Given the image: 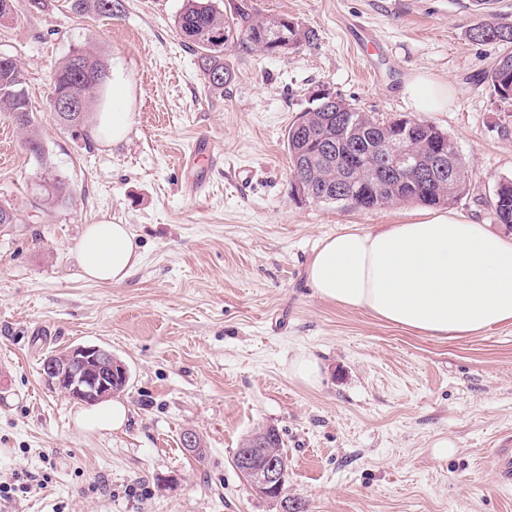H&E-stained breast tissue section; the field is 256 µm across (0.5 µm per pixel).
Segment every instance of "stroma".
<instances>
[{
	"instance_id": "stroma-1",
	"label": "stroma",
	"mask_w": 512,
	"mask_h": 512,
	"mask_svg": "<svg viewBox=\"0 0 512 512\" xmlns=\"http://www.w3.org/2000/svg\"><path fill=\"white\" fill-rule=\"evenodd\" d=\"M252 2L316 39L285 54L226 49L232 79L221 90L176 32L182 0H116L110 18L48 0L0 21V52L22 71L46 165L67 183L47 204L46 165L0 112V204L19 218L0 224V485L24 486L0 497V512H280L232 461L263 426L279 430L286 492L307 512H512L495 469L498 438L512 435V325L435 340L315 296L307 267L322 239L400 224L420 207L297 197L286 141L319 89L379 117L420 116L469 165L471 189L453 212L512 236L489 204L512 176V103L485 79L503 48L469 38L488 12L470 0ZM362 27L374 52L354 43ZM77 50L127 86L120 143L71 137L52 119L53 72ZM413 72L452 85L447 111L419 114L402 97ZM198 141L221 160L184 170ZM199 175L204 194L182 191ZM103 220L130 225L141 253L118 285L81 276L76 243ZM76 345L126 364L121 430H82L83 404L46 385L44 355ZM302 351L323 363L316 385L288 371ZM188 430L197 449L182 443ZM441 440L453 454H436Z\"/></svg>"
}]
</instances>
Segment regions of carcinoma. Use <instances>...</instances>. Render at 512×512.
I'll return each mask as SVG.
<instances>
[{"instance_id": "cac0c4a2", "label": "carcinoma", "mask_w": 512, "mask_h": 512, "mask_svg": "<svg viewBox=\"0 0 512 512\" xmlns=\"http://www.w3.org/2000/svg\"><path fill=\"white\" fill-rule=\"evenodd\" d=\"M46 0H0V19H13L22 11H40ZM114 0H70L78 14L92 12L110 17ZM178 35L199 54L200 68L208 87L222 89L231 79L224 67V50L286 53L314 40L312 29L286 17L259 13L249 0H239L226 11L217 0H184L175 20ZM475 42L512 44V23L499 21L491 13L469 31ZM111 77L107 65L94 53L79 51L68 57L53 73L54 91L77 103V109L61 113L51 109L60 130L83 127L96 95ZM486 81L502 100H512V53L504 52L486 75ZM0 112L9 115L26 132L30 154L44 159V146L37 130L24 88L23 74L13 56L0 57ZM407 138L416 154L428 157L439 149L448 155V173L423 165L425 176L406 179L387 176L384 142L380 128ZM288 156L292 177L308 183L309 198L349 209L374 210L399 204L420 203L451 206L470 190L468 166L457 144L436 126L407 119H380L347 103L343 98L311 100V107L289 126ZM66 187L65 178L51 173L47 199L58 202ZM491 206L498 221L512 227V178L496 185Z\"/></svg>"}]
</instances>
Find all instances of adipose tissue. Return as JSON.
<instances>
[{
    "label": "adipose tissue",
    "instance_id": "ef3b65f1",
    "mask_svg": "<svg viewBox=\"0 0 512 512\" xmlns=\"http://www.w3.org/2000/svg\"><path fill=\"white\" fill-rule=\"evenodd\" d=\"M452 86L408 75L401 94L419 112L447 110ZM122 82L105 92L93 134L110 143L128 133ZM86 279L119 284L141 261L129 225H87L77 244ZM315 295L436 339L468 338L512 323V238L452 213H428L374 231L323 239L309 266Z\"/></svg>",
    "mask_w": 512,
    "mask_h": 512
}]
</instances>
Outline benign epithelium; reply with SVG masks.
Segmentation results:
<instances>
[{"label":"benign epithelium","instance_id":"benign-epithelium-1","mask_svg":"<svg viewBox=\"0 0 512 512\" xmlns=\"http://www.w3.org/2000/svg\"><path fill=\"white\" fill-rule=\"evenodd\" d=\"M390 169L397 176L413 169L410 159L417 158L415 151L406 146L389 149ZM128 381V370L112 353L98 346H75L46 362L42 375L47 385L73 400L95 404L106 400L117 390L113 375ZM248 447L263 449L262 460L248 452L238 457V469L247 474L254 489L275 500L285 499L287 469L282 458L271 448L265 447L263 434L249 438Z\"/></svg>","mask_w":512,"mask_h":512}]
</instances>
